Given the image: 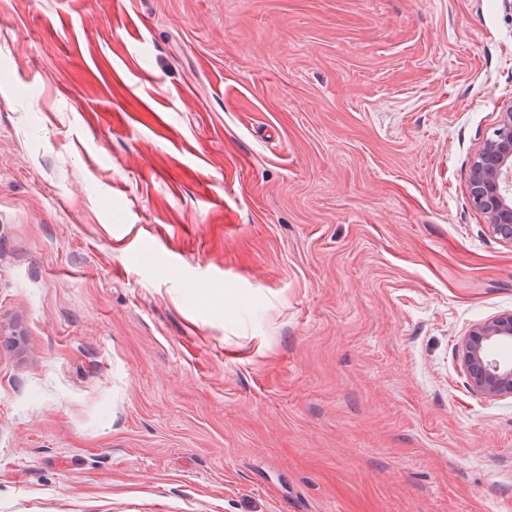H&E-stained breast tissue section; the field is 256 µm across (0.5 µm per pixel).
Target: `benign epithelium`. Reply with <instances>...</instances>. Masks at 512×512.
Returning <instances> with one entry per match:
<instances>
[{"instance_id":"1","label":"benign epithelium","mask_w":512,"mask_h":512,"mask_svg":"<svg viewBox=\"0 0 512 512\" xmlns=\"http://www.w3.org/2000/svg\"><path fill=\"white\" fill-rule=\"evenodd\" d=\"M468 192L493 233L512 246V104L501 113L493 137L475 155ZM511 342L512 313L479 322L464 336L463 362L478 393L491 398L512 396V364L491 355L495 346Z\"/></svg>"}]
</instances>
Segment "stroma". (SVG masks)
I'll use <instances>...</instances> for the list:
<instances>
[{"instance_id":"stroma-1","label":"stroma","mask_w":512,"mask_h":512,"mask_svg":"<svg viewBox=\"0 0 512 512\" xmlns=\"http://www.w3.org/2000/svg\"><path fill=\"white\" fill-rule=\"evenodd\" d=\"M510 103L512 0H0V512H512ZM468 192L493 233L512 247V103L472 161ZM512 342V313L475 324L464 336L462 357L472 387L497 398L512 396V364L492 358V349Z\"/></svg>"}]
</instances>
